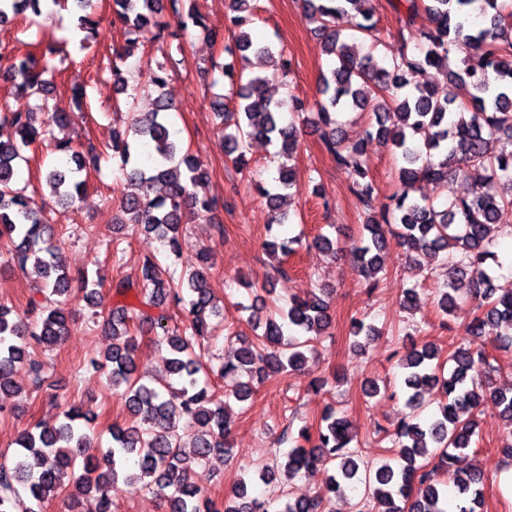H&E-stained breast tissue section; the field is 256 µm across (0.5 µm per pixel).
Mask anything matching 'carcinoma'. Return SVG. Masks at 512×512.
I'll list each match as a JSON object with an SVG mask.
<instances>
[{
	"label": "carcinoma",
	"mask_w": 512,
	"mask_h": 512,
	"mask_svg": "<svg viewBox=\"0 0 512 512\" xmlns=\"http://www.w3.org/2000/svg\"><path fill=\"white\" fill-rule=\"evenodd\" d=\"M64 6L70 2L81 12L78 29L84 32L81 47L93 36L97 21L92 0H0V23L31 11L38 15L46 2ZM254 0H231L227 28L237 31L234 46L225 48L241 63L214 62L211 67L229 79L227 94L215 98V115L224 125L226 160L241 172L255 140L277 144L285 159L278 168L275 186L258 187L273 224L290 223L283 201L301 186L288 164L299 148L301 126L320 131L325 149L343 167L350 189L365 215L360 237L348 249L354 271L374 288L385 274L384 251L390 244L402 248L417 263L431 259L448 268V278L436 288L442 313H456L461 303L473 306L465 326L469 336L488 337L503 350L512 349V288H500L488 272V261L497 254L491 227L512 214V197L499 194L501 182L512 185V0H398L395 9L400 27L392 35V58L379 63L373 52L360 56L342 38L336 21L352 22L353 30L378 41L374 0H302L303 19L314 26L325 53L332 59L321 72L322 100L309 106L290 94L273 100L265 91L274 66L281 78L292 71V62L270 43L252 38ZM118 16L135 38L113 53L112 77L122 91L128 78L121 65L133 54L138 37L155 40L167 29L162 18L173 14L188 38L192 26L215 41L223 29L208 24L195 7V0H113ZM425 12L430 27L411 33L419 12ZM35 52L23 55L0 52V71L9 74L17 88L14 100L0 101V124L15 129L17 138L0 139V251L17 263L37 283L29 309L40 315L36 324L12 317L0 305V394L20 396L24 388L15 377L27 363L29 349H52L67 335L70 323L65 299L73 294L93 303L96 283L86 275L77 278L54 261L53 219L44 214L18 187L23 151L37 141L53 143L56 151L70 157L45 175V185L58 197L62 208L71 207L87 181L83 174L96 171L104 149L92 143L79 147L56 141L54 128L70 125L74 113L57 103L49 104V89L58 68V49L34 43ZM428 68L442 71L450 83L469 90L465 101L442 96L434 88L410 86L409 76ZM159 91L155 109L145 117H132L130 127L112 139V154L119 155L120 171L135 186L123 196L119 214L112 223L133 224L172 253L179 250V229L189 215L211 217L220 203L199 194L195 188L208 177L202 161L184 150L171 129L168 114L177 110V100L167 89L169 69L159 64L153 72ZM370 112L375 131L367 130L348 141L338 129L340 111ZM376 138L392 143L405 162L398 180L401 193L392 196L393 207L377 214L372 209L375 185L370 176L369 145ZM499 143L495 152L491 141ZM488 172L469 194L438 202L415 195L424 181L447 184L450 178L466 176L471 167ZM302 245L299 236L277 243L267 241L271 255L287 256ZM213 259L199 256L198 264L180 276L162 266L151 253L144 255L141 276L113 285L115 295L125 298L108 313L105 324L112 344L95 368H108L112 391L124 399L130 413L126 425L114 424L112 444L98 457L94 439L84 427L88 418L70 406L60 423H42L19 432L14 456L0 462V512H12L25 492L35 502L57 497L72 484L67 507L75 512L76 496L93 493L99 512H112L120 486L141 485L161 492L169 512H328L324 496L289 500L280 509L273 502L249 493V483L240 479L224 499V510L188 481L189 462L207 463L214 457H230V423L224 415L226 400L242 403L253 395V379L261 381L287 370L302 371L316 361L321 338L330 335L332 318L323 289L296 295L288 307H278L261 326V332L244 340L235 360L215 366L204 362L215 330L224 327L235 334L217 309L211 284ZM173 299L187 306L188 320L172 325L163 306ZM148 324L171 358L168 374L161 380H146L137 374L136 336L131 327ZM29 364V363H27ZM407 415L390 434L392 457L374 473L358 476L352 442L357 437L352 422L327 408L314 425L304 424L293 435L298 413L292 412L282 430L294 446L281 466L290 476L320 464L335 462L338 474L330 477L327 493L343 496L364 487L363 495L383 506L382 512H448V485H453L458 512H477L482 507L489 481L478 467L459 468L456 463L478 442L477 411L485 400L499 408L498 417L512 430V387L494 383L497 367L485 353L458 344L442 356L431 342L412 344L401 357ZM32 390L41 388L40 365L29 364ZM232 379L220 396L211 389L209 374ZM179 385L177 395L166 391ZM441 386L446 401L430 417L423 414V393ZM192 439V457H187L183 438ZM81 473H76V467Z\"/></svg>",
	"instance_id": "obj_1"
}]
</instances>
